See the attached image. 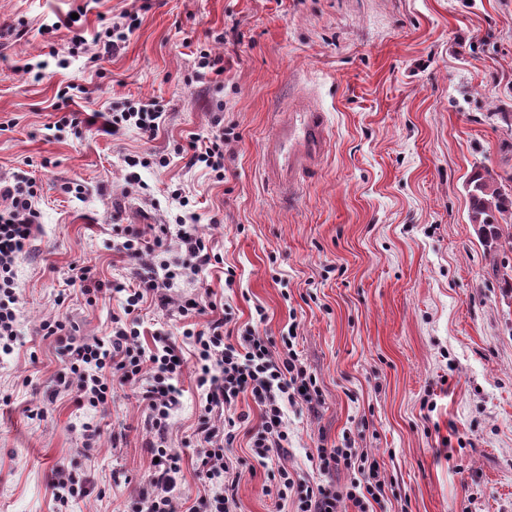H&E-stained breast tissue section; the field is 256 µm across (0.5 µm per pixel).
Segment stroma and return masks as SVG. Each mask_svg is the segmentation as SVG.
<instances>
[{"label": "stroma", "mask_w": 512, "mask_h": 512, "mask_svg": "<svg viewBox=\"0 0 512 512\" xmlns=\"http://www.w3.org/2000/svg\"><path fill=\"white\" fill-rule=\"evenodd\" d=\"M75 7L0 0V27L25 24L24 35L0 34V183L26 175L40 186L33 250L17 268V346L0 355V512H59L62 465L90 487L69 512H128L146 485L152 435L133 389L88 412L68 394L49 399L65 363L40 325L107 334L118 296L88 304L69 266L126 282L113 219L150 238L182 213L224 264L182 282L175 301L209 293L236 333L277 342L294 330L320 389L315 410L289 409L281 460L259 465L240 429L238 512H275L265 490L278 467L319 481L317 450L333 445L378 461L386 486L373 512H512V290L501 279L512 251L489 254L466 189L475 169L512 173V125L500 118L512 113V0H100L73 57L68 31L45 28ZM123 12L137 27L89 68L100 17ZM200 46L223 56L222 76H199ZM52 49L68 67L29 79L23 64ZM69 84L82 87L72 108L86 118L160 101L157 135H108L87 121L56 129L53 105ZM297 95L326 113L331 147L287 203L264 177L262 146ZM218 123L236 133L220 180L185 152ZM150 155L167 166H141ZM72 182L82 194L67 192ZM186 324L175 302L140 316L147 344ZM179 386L169 446L190 506L206 493L193 436L203 407L192 370ZM82 419L99 428L90 451Z\"/></svg>", "instance_id": "obj_1"}]
</instances>
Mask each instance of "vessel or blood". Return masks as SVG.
<instances>
[{
  "mask_svg": "<svg viewBox=\"0 0 512 512\" xmlns=\"http://www.w3.org/2000/svg\"><path fill=\"white\" fill-rule=\"evenodd\" d=\"M329 146L326 116L311 101L278 113L270 138L263 148V168L282 194L296 191L304 170L317 165Z\"/></svg>",
  "mask_w": 512,
  "mask_h": 512,
  "instance_id": "vessel-or-blood-1",
  "label": "vessel or blood"
}]
</instances>
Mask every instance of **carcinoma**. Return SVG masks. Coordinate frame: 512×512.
I'll return each mask as SVG.
<instances>
[{
  "label": "carcinoma",
  "instance_id": "1",
  "mask_svg": "<svg viewBox=\"0 0 512 512\" xmlns=\"http://www.w3.org/2000/svg\"><path fill=\"white\" fill-rule=\"evenodd\" d=\"M469 221L492 240L493 250L512 251V175L479 169L469 181Z\"/></svg>",
  "mask_w": 512,
  "mask_h": 512
}]
</instances>
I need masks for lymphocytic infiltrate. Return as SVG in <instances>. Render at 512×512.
Masks as SVG:
<instances>
[{"label": "lymphocytic infiltrate", "instance_id": "1", "mask_svg": "<svg viewBox=\"0 0 512 512\" xmlns=\"http://www.w3.org/2000/svg\"><path fill=\"white\" fill-rule=\"evenodd\" d=\"M163 112L155 101L110 113L104 120L107 133L132 128L146 139L153 138ZM232 132L216 127L205 136L191 138L190 165H201L216 178L224 176V146ZM38 184L35 178L21 177L0 186V353L11 354L17 340L20 297L16 291L17 266L29 255L37 229ZM116 249L134 271L132 284H115L122 294L121 314L113 315L109 335L79 342L62 319L43 321L44 336L61 344L67 366L57 378L52 395L73 393L78 408L98 409L112 397L113 385L131 386L147 413V422L156 436L150 446L156 462L148 488L136 504V512H176L173 491L181 471L180 458L167 444L170 419L179 405L177 381L185 367H192L196 388L204 401L194 436L200 447L197 473L208 494L188 512H237V491L241 473L229 465L227 455L234 447L236 427L245 415H232L238 399L251 397L261 411V419L250 437L249 451L258 464L288 450L286 410L312 405L319 395L315 375L308 372L295 349L292 337L273 343L254 330L232 336L226 318L219 317L201 327L185 329L181 339L156 334L152 347H143L138 318L145 304L167 305L168 292L179 287L185 274L199 275L219 264L209 242L194 225L176 219L163 224L153 241L128 224L120 229ZM179 241L183 260L171 264L160 253L164 239ZM225 413L223 423L211 421L213 410ZM318 469L323 479L312 483L279 469L276 509L284 512H339L343 502H351L357 512H369L384 490L379 464L367 453L354 448H319ZM350 470L346 485H337L340 469Z\"/></svg>", "mask_w": 512, "mask_h": 512}]
</instances>
